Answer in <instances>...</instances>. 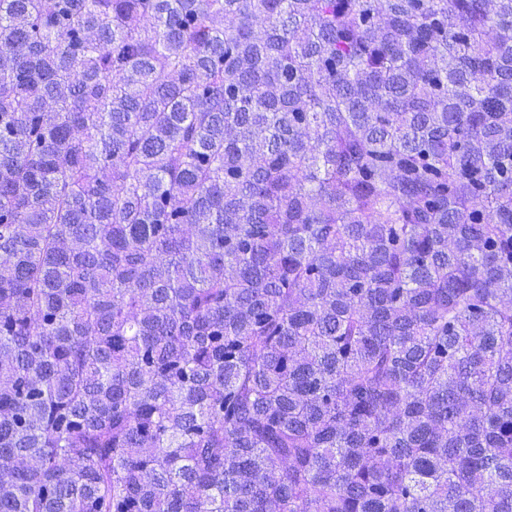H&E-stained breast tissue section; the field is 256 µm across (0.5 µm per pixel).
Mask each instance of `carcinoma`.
<instances>
[{
	"label": "carcinoma",
	"mask_w": 512,
	"mask_h": 512,
	"mask_svg": "<svg viewBox=\"0 0 512 512\" xmlns=\"http://www.w3.org/2000/svg\"><path fill=\"white\" fill-rule=\"evenodd\" d=\"M0 512H512V0H0Z\"/></svg>",
	"instance_id": "cac0c4a2"
}]
</instances>
